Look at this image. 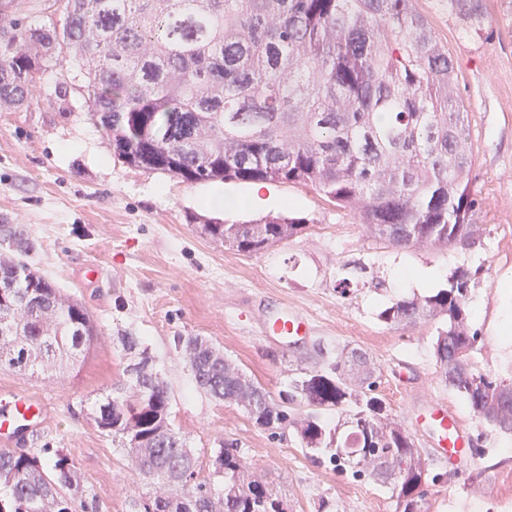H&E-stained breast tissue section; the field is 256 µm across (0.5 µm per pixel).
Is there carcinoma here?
I'll return each mask as SVG.
<instances>
[{
    "label": "carcinoma",
    "mask_w": 512,
    "mask_h": 512,
    "mask_svg": "<svg viewBox=\"0 0 512 512\" xmlns=\"http://www.w3.org/2000/svg\"><path fill=\"white\" fill-rule=\"evenodd\" d=\"M22 0H0V108H19L49 68L70 56L84 64L71 84L86 95L91 119L113 155L130 167L185 182H276L312 187L356 212L368 231L394 248L421 240L452 247L473 235L469 191L468 112L454 95L457 79L412 0H30L44 20L22 14ZM482 0H448L476 18ZM253 224H206L204 231L244 254H258L304 225L286 216ZM26 254L33 242L0 224V245ZM469 273L448 287L401 299L379 313L389 326L441 319L433 354L444 382L487 428L512 434L506 384L475 369L469 354L480 336L467 324ZM26 320L14 324L16 309ZM97 329L87 309L62 297L25 261L0 265V367L55 368L80 355ZM119 343L130 359L148 354L138 336ZM194 358L196 385L214 398L243 404L266 429L292 424L303 447L330 465L386 488L396 512H425V486L436 481L402 425L384 416L373 395L366 354L336 353L274 397L261 383L224 374L211 342L180 336ZM109 392L96 410L118 433L135 419L145 451L137 467L147 486L168 476L163 493L147 490L135 512H209L212 488L198 458L172 425L167 387L146 375ZM345 415L333 424L321 413ZM355 434L381 455L371 469L348 450ZM246 461L232 441L211 457L224 481V512H284L267 485L242 481ZM71 458L58 450L0 452V512H77L67 495L76 482Z\"/></svg>",
    "instance_id": "carcinoma-1"
}]
</instances>
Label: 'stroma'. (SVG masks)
<instances>
[{"instance_id": "35a3bbf8", "label": "stroma", "mask_w": 512, "mask_h": 512, "mask_svg": "<svg viewBox=\"0 0 512 512\" xmlns=\"http://www.w3.org/2000/svg\"><path fill=\"white\" fill-rule=\"evenodd\" d=\"M457 74L456 94L469 114L474 245L396 249L374 237L353 212L301 184H265L262 202L224 216L227 224L268 215L301 219L302 232L256 255L204 234L215 212L201 205L215 188L247 194L246 183H186L132 168L113 156L76 91L60 92L50 67L21 108L0 112V220L17 225L35 250L28 261L81 302L97 336L78 361L36 373L0 368V394L23 391L45 405L40 434L21 448H59L79 476L76 500L97 512H134L144 488L132 461L94 422L95 400L122 378L118 341L141 337L172 399V424L194 448L201 476L220 442L237 443L250 473L276 489L288 512H396L388 490L318 464L291 428L257 426L240 407L198 389L175 337L203 336L271 392L322 367L337 349L357 348L376 367V394L414 437L432 472L426 512H512V435L485 428L444 384L433 355L437 324L388 326L379 312L416 289L396 288L395 267L431 269L437 287L457 269L471 272L469 318L482 336L471 364L512 383V0H482L478 20L448 0H413ZM88 266L97 281L81 279ZM351 277L348 290L339 282ZM381 289H373L372 281ZM298 314L305 335L269 334L278 318ZM441 404L458 416L470 465L438 456L433 431L417 418ZM327 510H320V503Z\"/></svg>"}]
</instances>
